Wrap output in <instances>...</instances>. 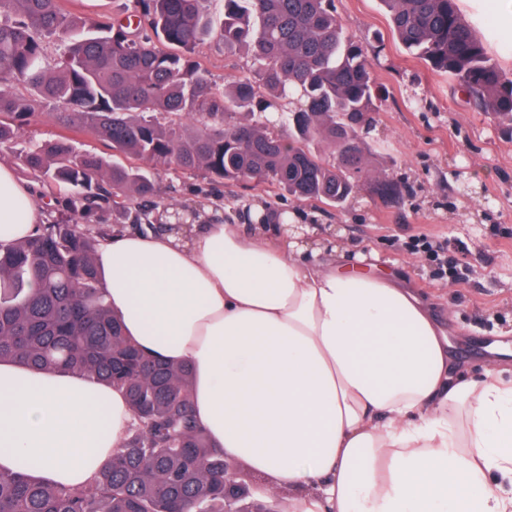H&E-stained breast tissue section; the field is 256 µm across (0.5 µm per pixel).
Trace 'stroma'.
Instances as JSON below:
<instances>
[{
	"mask_svg": "<svg viewBox=\"0 0 512 512\" xmlns=\"http://www.w3.org/2000/svg\"><path fill=\"white\" fill-rule=\"evenodd\" d=\"M457 6L489 56L512 75V46L490 37L493 16L478 21L467 0H457ZM335 7L348 32L368 39L373 76L384 93L363 134L368 164L406 182L411 194L387 204L360 189L330 214H317L315 236L376 252L380 264L436 296L440 315L451 319L452 348L466 374L480 377L494 362L511 380L512 356L491 353L490 346L512 347V129L467 104L450 78L410 54L393 36L379 0H335ZM198 58L218 84L228 75H247L250 66L244 52L228 56L213 43L201 46ZM63 132L55 109L43 107L19 139L0 148V163L15 164L20 153ZM153 174L159 188L151 217L156 224L177 206L224 215L231 194L237 202L259 199L277 210L297 206L261 184L227 187L164 166ZM419 236L443 246L464 283L434 278L433 264L409 249Z\"/></svg>",
	"mask_w": 512,
	"mask_h": 512,
	"instance_id": "1",
	"label": "stroma"
}]
</instances>
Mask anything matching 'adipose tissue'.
Segmentation results:
<instances>
[{
    "instance_id": "ef3b65f1",
    "label": "adipose tissue",
    "mask_w": 512,
    "mask_h": 512,
    "mask_svg": "<svg viewBox=\"0 0 512 512\" xmlns=\"http://www.w3.org/2000/svg\"><path fill=\"white\" fill-rule=\"evenodd\" d=\"M40 211L0 164V224L22 237ZM310 232L255 200L101 241L96 267L125 335L189 366L198 426L268 512H512V381L457 374L432 300ZM131 423L106 384L0 363L1 469L86 485Z\"/></svg>"
}]
</instances>
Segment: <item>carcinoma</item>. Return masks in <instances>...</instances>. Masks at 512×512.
Segmentation results:
<instances>
[{"instance_id": "obj_1", "label": "carcinoma", "mask_w": 512, "mask_h": 512, "mask_svg": "<svg viewBox=\"0 0 512 512\" xmlns=\"http://www.w3.org/2000/svg\"><path fill=\"white\" fill-rule=\"evenodd\" d=\"M206 0H134L131 11L75 16L60 0H0V146L21 136L36 110H66L68 131L103 141L125 162L82 151L73 138L18 156L54 197L62 220L22 239L0 224V362L66 371L125 393L133 423L90 483L40 481L27 464L0 470V512H224V453L197 427L190 369L141 350L112 314L96 246L120 230L110 210L143 233L158 190L151 167L186 176L252 181L317 207H337L363 185V130L379 111L367 53L344 30L334 0H224L215 25ZM394 34L431 69L448 75L475 107L512 125V79L487 55L456 0H380ZM57 58L44 62L45 42ZM218 40L246 52L252 77L220 87L195 59ZM32 93L18 95L14 87ZM239 112L251 116L235 121ZM288 113L283 137L274 117ZM331 149L323 157L314 142ZM370 184L383 202L407 186L385 173ZM235 493L262 508L238 466Z\"/></svg>"}]
</instances>
